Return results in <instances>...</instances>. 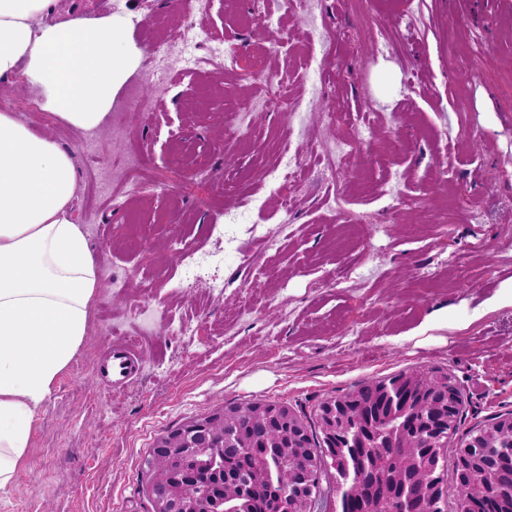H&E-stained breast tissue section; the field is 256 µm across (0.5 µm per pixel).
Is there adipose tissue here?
<instances>
[{
  "instance_id": "obj_1",
  "label": "adipose tissue",
  "mask_w": 512,
  "mask_h": 512,
  "mask_svg": "<svg viewBox=\"0 0 512 512\" xmlns=\"http://www.w3.org/2000/svg\"><path fill=\"white\" fill-rule=\"evenodd\" d=\"M131 20L60 0H0V83L25 76L72 131L98 129L142 51ZM69 152L0 111V489L26 457L33 417L83 343L102 280L74 218Z\"/></svg>"
}]
</instances>
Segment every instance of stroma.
Returning <instances> with one entry per match:
<instances>
[{
    "mask_svg": "<svg viewBox=\"0 0 512 512\" xmlns=\"http://www.w3.org/2000/svg\"><path fill=\"white\" fill-rule=\"evenodd\" d=\"M90 16L126 14L145 55L137 79L165 77L151 120L120 113L125 137L157 161L160 189L119 208L97 190L98 171L123 166L112 124L85 136L38 108L25 77L0 97L34 102L20 117L72 153L79 171L74 217L83 224L103 282L88 333L37 410L26 459L0 490V512H152L144 460L169 430L254 400L304 412L365 380L411 369L451 374L463 396L459 430L512 413V306L490 299L512 284V0H320L333 37L319 87L303 78L312 39L280 0H212L187 19L177 0H63ZM288 41L260 55L262 13ZM209 45L152 40L187 24ZM238 55L233 73L175 71L208 47ZM286 80L311 100L301 122L261 113L253 143L224 153L235 113ZM373 135L334 175L308 150ZM300 156L287 195L260 170L283 147ZM203 162L209 182L192 168ZM224 260L182 282L178 240ZM190 333L175 336L167 320ZM439 320L430 336L421 324ZM144 350L141 371L113 385L98 368L113 343Z\"/></svg>",
    "mask_w": 512,
    "mask_h": 512,
    "instance_id": "obj_1",
    "label": "stroma"
}]
</instances>
